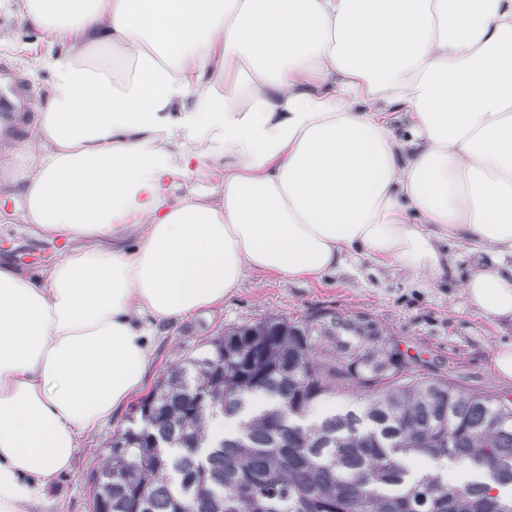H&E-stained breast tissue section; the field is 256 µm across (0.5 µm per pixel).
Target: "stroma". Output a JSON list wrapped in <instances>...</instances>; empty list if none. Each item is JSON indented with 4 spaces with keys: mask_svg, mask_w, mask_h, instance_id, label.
I'll list each match as a JSON object with an SVG mask.
<instances>
[{
    "mask_svg": "<svg viewBox=\"0 0 512 512\" xmlns=\"http://www.w3.org/2000/svg\"><path fill=\"white\" fill-rule=\"evenodd\" d=\"M0 31L9 36L8 43L0 45V64L9 69L8 75H0V100L19 104L16 111H0V158L9 160L22 152L51 80L50 71L28 70L25 61L48 51L62 53L63 48L4 11ZM58 254L56 245L29 234L22 225L0 223L1 261L35 275ZM477 262L467 246H449L446 274L426 286L365 257L319 279L288 281L268 272L248 273L223 305L161 328L141 390L149 392L169 365L200 352L224 329L272 313L295 319L333 313L370 321L402 353L416 358L424 372H445L464 386L512 395V379L498 377L493 369L496 350L512 344V320L480 315L462 293ZM128 414V407H121L108 423L86 432L72 468L57 477L33 512H90L91 476L104 461L113 433L126 426Z\"/></svg>",
    "mask_w": 512,
    "mask_h": 512,
    "instance_id": "obj_1",
    "label": "stroma"
}]
</instances>
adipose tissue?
<instances>
[{"label":"adipose tissue","mask_w":512,"mask_h":512,"mask_svg":"<svg viewBox=\"0 0 512 512\" xmlns=\"http://www.w3.org/2000/svg\"><path fill=\"white\" fill-rule=\"evenodd\" d=\"M64 45L0 217L63 241L0 263V512H31L142 385L157 325L251 271L365 256L512 319V0H0ZM219 161L206 192L176 193Z\"/></svg>","instance_id":"obj_1"}]
</instances>
